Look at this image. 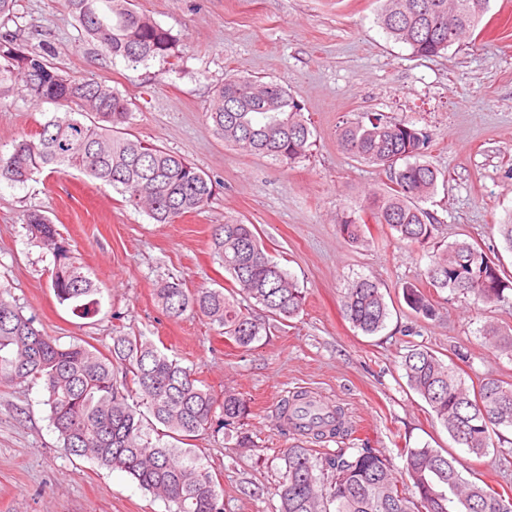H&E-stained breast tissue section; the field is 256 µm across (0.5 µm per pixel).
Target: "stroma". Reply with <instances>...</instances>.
Listing matches in <instances>:
<instances>
[{
	"instance_id": "35a3bbf8",
	"label": "stroma",
	"mask_w": 512,
	"mask_h": 512,
	"mask_svg": "<svg viewBox=\"0 0 512 512\" xmlns=\"http://www.w3.org/2000/svg\"><path fill=\"white\" fill-rule=\"evenodd\" d=\"M179 40L169 62L129 68L86 42L64 0H19L17 27L29 45L49 46L54 63L94 77L133 103L131 132L186 158L215 180L200 212L156 224L112 187L71 170L43 171L23 184L0 182V288L61 346L84 340L99 350L113 331L142 334L177 357L216 396L241 394L253 411L255 445L240 448L229 430L188 442L223 491L224 512H276L284 448L285 396L305 391L341 408L353 433L317 444V453L368 446L394 468L403 451L429 446L451 455L463 478L512 488V428L475 457L450 439L403 376L408 343L456 363L466 383L493 375L512 382V357L485 344L486 324L512 333V302L486 305L432 292L433 320L415 318L401 287L420 283L426 251L399 241L388 225L367 221L365 241L336 232L338 214L359 209L390 184L384 167L341 150L339 126L363 113L407 118L433 141L424 156L438 172L427 208L437 239L492 247L512 275V250L497 226L512 219V0H490L472 39L430 59L414 57L377 23L380 0H136ZM277 81L295 92L313 133L307 157L282 166L224 145L206 116L210 92L227 75ZM54 105L22 91L0 99V153L34 134ZM45 212L72 255L99 284V311L80 317L51 289L54 260L31 239L30 211ZM256 225L267 253L297 279L303 312L243 349L200 316L168 317L154 298L158 281L187 288L226 285L210 242L225 217ZM367 275L386 294L385 327L363 335L345 319L347 282ZM412 336H405L406 328ZM42 382L0 385V512H167L166 503L126 473L66 453L49 420Z\"/></svg>"
}]
</instances>
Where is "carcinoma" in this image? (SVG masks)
Listing matches in <instances>:
<instances>
[{"mask_svg":"<svg viewBox=\"0 0 512 512\" xmlns=\"http://www.w3.org/2000/svg\"><path fill=\"white\" fill-rule=\"evenodd\" d=\"M17 0H0V98L20 86L37 105L59 109L34 136L0 155V181L23 184L45 168L85 173L121 193L155 224H173L209 203L214 181L180 155L129 133L131 102L94 78H80L55 66L46 51L31 49L9 23ZM489 0H382L378 23L397 43L419 58L438 56L472 35ZM66 9L88 41L102 53L136 68L178 54V40L134 0H65ZM214 132L241 152L269 157L288 166L305 157L312 131L301 102L287 86L261 82L240 73L214 86L206 112ZM337 141L349 155L382 165L390 173L384 194L368 199L362 210L386 224L401 241L430 248L424 286L406 283L402 296L420 318L436 315L424 288L450 290L483 303L508 300L512 281L477 242L444 247L435 237L437 219L422 206L437 187V171L422 161L432 133L406 119L371 113L367 121L339 128ZM32 238L54 258L51 287L61 303L85 318L98 312L100 288L70 250L50 219L28 215ZM338 234L362 241L364 220L337 218ZM213 255L231 277L232 287L190 290L178 278L161 282L156 298L173 318L201 315L219 334L242 348L268 335L273 323L297 317L305 294L298 283L262 248L255 225L227 218L212 238ZM341 307L353 327L374 335L385 326L389 307L381 284L370 277L350 281ZM0 290V385L40 380L49 419L70 455L127 473L169 506V512H224L222 491L190 448L180 442L199 432L234 428L237 444L254 446L243 429L250 406L232 391L218 400L189 368L162 352L143 335L119 328L108 354L88 343L57 344L36 327ZM484 339L512 357V335L490 325ZM407 385L423 399L452 440L478 457L492 434L512 428V383L488 375L467 385L431 348L413 345L403 356ZM164 427L150 436L146 416ZM284 435L299 437L284 449L278 486L279 512H507L505 497L489 485L465 480L449 458L434 448L404 449L396 472L374 448L353 454L341 448L317 457L303 440L342 439L351 434L342 412L320 415L316 402L297 391L280 406Z\"/></svg>","mask_w":512,"mask_h":512,"instance_id":"1","label":"carcinoma"}]
</instances>
